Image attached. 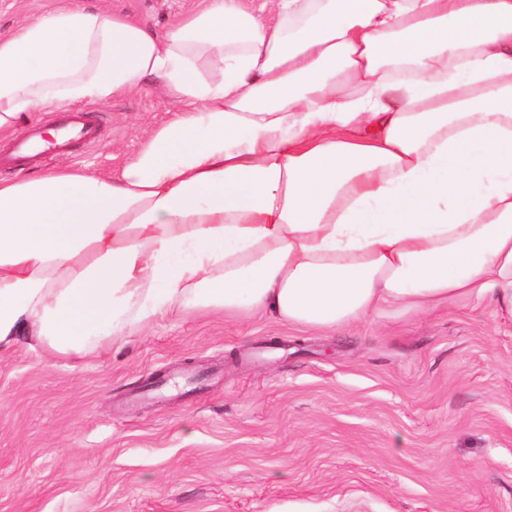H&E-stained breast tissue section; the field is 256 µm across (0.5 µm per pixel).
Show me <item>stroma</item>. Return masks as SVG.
Returning <instances> with one entry per match:
<instances>
[{
	"mask_svg": "<svg viewBox=\"0 0 512 512\" xmlns=\"http://www.w3.org/2000/svg\"><path fill=\"white\" fill-rule=\"evenodd\" d=\"M162 33L201 0H85ZM62 0H0V34ZM89 107L94 143L0 180L117 170L179 109ZM0 512H512V315L493 292L336 330L178 308L83 357L0 351Z\"/></svg>",
	"mask_w": 512,
	"mask_h": 512,
	"instance_id": "35a3bbf8",
	"label": "stroma"
}]
</instances>
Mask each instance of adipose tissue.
Masks as SVG:
<instances>
[{
  "mask_svg": "<svg viewBox=\"0 0 512 512\" xmlns=\"http://www.w3.org/2000/svg\"><path fill=\"white\" fill-rule=\"evenodd\" d=\"M151 78L182 106L120 170L0 182V349L188 304L512 311V0H204L161 34L66 0L0 36V139Z\"/></svg>",
  "mask_w": 512,
  "mask_h": 512,
  "instance_id": "1",
  "label": "adipose tissue"
}]
</instances>
